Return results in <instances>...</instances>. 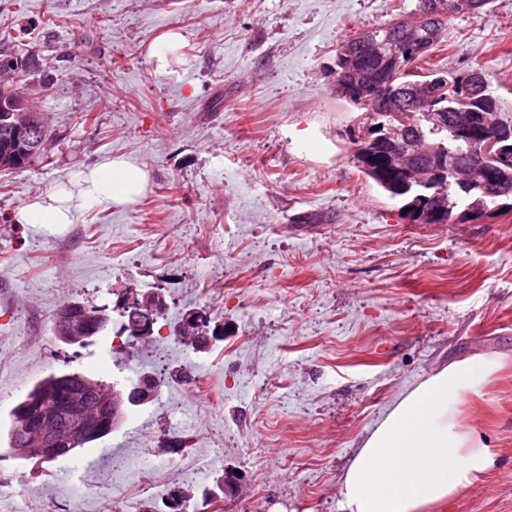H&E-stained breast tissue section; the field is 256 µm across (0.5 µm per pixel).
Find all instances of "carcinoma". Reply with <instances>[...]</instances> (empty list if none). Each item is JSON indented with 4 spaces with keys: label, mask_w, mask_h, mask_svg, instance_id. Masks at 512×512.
Masks as SVG:
<instances>
[{
    "label": "carcinoma",
    "mask_w": 512,
    "mask_h": 512,
    "mask_svg": "<svg viewBox=\"0 0 512 512\" xmlns=\"http://www.w3.org/2000/svg\"><path fill=\"white\" fill-rule=\"evenodd\" d=\"M439 7L435 19L423 24H414L415 15L421 12L425 0H416L412 17L403 18V23L393 21L376 29L369 30L363 35L349 39L343 43L336 55V86L343 87V97L355 105H363L360 100L358 87L368 85L372 89L374 107L382 112H391L406 108L411 111L407 116L409 126L413 132L421 136L431 146L439 148L448 160V202L442 211L439 221L443 224H457L463 221L460 210L469 207L487 206L500 210L512 209V156L504 159L500 151V144L493 141L489 133L475 132L468 139L456 133L449 124L435 125L427 118L422 107L414 106L401 97V90L410 88L414 84H430L428 90H433L432 84L443 76L448 82H453L459 76L457 72H445L438 68L428 70V73L415 79L411 67L423 58L416 55L402 59L392 65L383 62V57L376 54L373 44L386 37L409 42L422 43L427 46V52H432L441 43L444 26L448 20L457 15L479 17L489 0H467L470 6L459 4V0H430ZM472 75L468 93L460 95L453 93L447 99L437 103V106L446 109L447 114L464 112H497L505 125L512 126V112L503 108L501 97L496 94L485 73L479 69L468 71ZM19 103L21 111L9 113V119L24 125L34 122L43 130H49L44 113L39 111L28 112L24 103L28 102L27 89L24 80L18 78L8 90ZM481 149L486 155L488 170L493 178L486 185V190L472 189L462 191L453 183V174L462 169L469 168L471 153ZM391 153L388 148H378L365 143L356 144L355 160L360 171L373 180L389 198L402 202V208L409 209L417 197H430L433 187L423 185H406L400 170L394 168L385 158ZM42 158V155L31 153L22 141L0 139V165L6 170H16L29 166L32 162ZM92 385L95 387L96 397L105 398L112 402V416L122 419L125 405L120 401V388L107 380H95L79 370L51 373L35 383L28 389L14 406L11 412L12 420L7 433L8 447L13 457L20 460H33L35 456L24 451L26 442L29 406L38 402L43 406H56L65 403L69 394L77 388ZM68 437L61 448L53 454V458H68L77 449L97 441L111 433V430L93 432L84 430L76 425L67 430Z\"/></svg>",
    "instance_id": "carcinoma-1"
}]
</instances>
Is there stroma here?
Instances as JSON below:
<instances>
[{
	"instance_id": "stroma-1",
	"label": "stroma",
	"mask_w": 512,
	"mask_h": 512,
	"mask_svg": "<svg viewBox=\"0 0 512 512\" xmlns=\"http://www.w3.org/2000/svg\"><path fill=\"white\" fill-rule=\"evenodd\" d=\"M414 0H0V54L24 70L54 137L0 172V432L34 383L76 368L106 379L96 346L52 331L71 300L155 292L167 322L209 302L224 350L192 351L222 401L171 383L197 454L236 473L224 512H338L339 480L409 390L449 363H500L460 408L492 462L440 512H512V211L410 224L357 167L362 109L336 91L342 43ZM181 30L183 61L149 53ZM482 69L512 110V0L458 16L429 56ZM108 155L137 158L147 194L75 204L53 230L15 212ZM140 408L55 464L0 443V512H104L116 471L156 456Z\"/></svg>"
}]
</instances>
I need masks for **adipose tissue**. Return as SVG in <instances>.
I'll return each instance as SVG.
<instances>
[{"label": "adipose tissue", "mask_w": 512, "mask_h": 512, "mask_svg": "<svg viewBox=\"0 0 512 512\" xmlns=\"http://www.w3.org/2000/svg\"><path fill=\"white\" fill-rule=\"evenodd\" d=\"M148 183L142 164L107 157L23 206L14 221L55 228L72 223L74 200L122 208L136 203ZM484 379L473 363L455 362L404 395L349 461L340 512H428L485 471L489 450L459 419L460 406Z\"/></svg>", "instance_id": "ef3b65f1"}]
</instances>
